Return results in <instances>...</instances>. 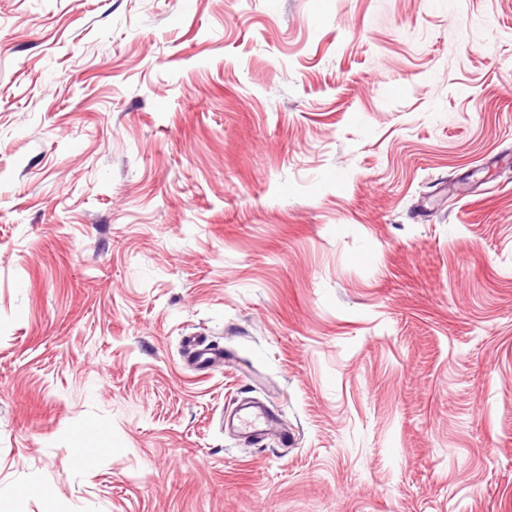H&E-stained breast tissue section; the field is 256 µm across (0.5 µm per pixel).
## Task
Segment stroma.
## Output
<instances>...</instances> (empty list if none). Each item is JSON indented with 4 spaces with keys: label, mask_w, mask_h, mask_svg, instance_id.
Segmentation results:
<instances>
[{
    "label": "stroma",
    "mask_w": 512,
    "mask_h": 512,
    "mask_svg": "<svg viewBox=\"0 0 512 512\" xmlns=\"http://www.w3.org/2000/svg\"><path fill=\"white\" fill-rule=\"evenodd\" d=\"M0 512H512V0H0ZM236 420V423H235ZM273 421V416L267 408L257 407V410L246 416L230 418L225 416L224 423L230 425L244 434H261L265 432Z\"/></svg>",
    "instance_id": "stroma-1"
}]
</instances>
